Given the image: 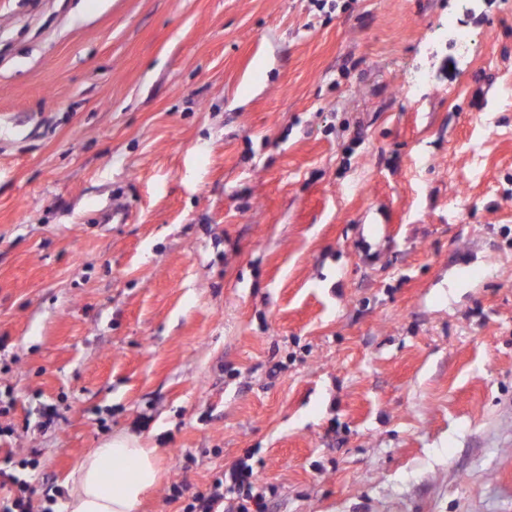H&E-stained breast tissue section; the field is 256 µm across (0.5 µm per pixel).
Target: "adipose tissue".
<instances>
[{
    "label": "adipose tissue",
    "instance_id": "obj_1",
    "mask_svg": "<svg viewBox=\"0 0 512 512\" xmlns=\"http://www.w3.org/2000/svg\"><path fill=\"white\" fill-rule=\"evenodd\" d=\"M158 481L153 449L139 437L113 435L77 464L67 486L64 512H136Z\"/></svg>",
    "mask_w": 512,
    "mask_h": 512
}]
</instances>
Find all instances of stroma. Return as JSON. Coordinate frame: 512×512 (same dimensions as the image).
<instances>
[{
	"instance_id": "1",
	"label": "stroma",
	"mask_w": 512,
	"mask_h": 512,
	"mask_svg": "<svg viewBox=\"0 0 512 512\" xmlns=\"http://www.w3.org/2000/svg\"><path fill=\"white\" fill-rule=\"evenodd\" d=\"M127 431L138 512H512V0H0V460ZM248 460H239L230 470L228 480L225 473L215 478L205 491L195 493L183 512H265L263 495L254 493V472Z\"/></svg>"
}]
</instances>
